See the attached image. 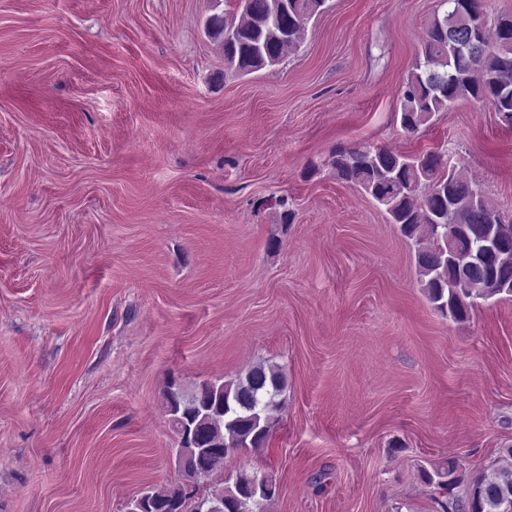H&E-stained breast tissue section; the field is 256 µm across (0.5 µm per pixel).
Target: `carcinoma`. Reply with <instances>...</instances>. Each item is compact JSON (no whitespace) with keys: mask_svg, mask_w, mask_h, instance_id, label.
<instances>
[{"mask_svg":"<svg viewBox=\"0 0 512 512\" xmlns=\"http://www.w3.org/2000/svg\"><path fill=\"white\" fill-rule=\"evenodd\" d=\"M224 6L209 18V35L220 45L226 69L248 75L280 64L299 46L298 33L326 9L327 0H224ZM440 8L420 42L415 71L399 91L401 128L414 135L461 98L487 103L512 128V12L490 21L481 0H440ZM328 165L337 178L383 206L389 223L414 243L418 279L436 310L457 322L468 320L486 299L482 285L490 273L500 294L512 297V222L500 220L501 209L488 195H478V183L459 177L445 154L359 145L332 151ZM450 231L460 253L476 249L487 236L497 238L501 249L490 268L476 263L459 270L448 253ZM285 390L283 370L259 362L227 384L172 383L166 408L179 425V447L219 448L207 459L212 474L235 454L268 446L272 412L282 405ZM422 477L439 507L452 501L451 512H512L511 464L467 476L450 459ZM275 497L272 480L243 469L232 485L204 494V505L214 512H266ZM168 507L199 512L180 481L138 497L136 510Z\"/></svg>","mask_w":512,"mask_h":512,"instance_id":"obj_1","label":"carcinoma"}]
</instances>
